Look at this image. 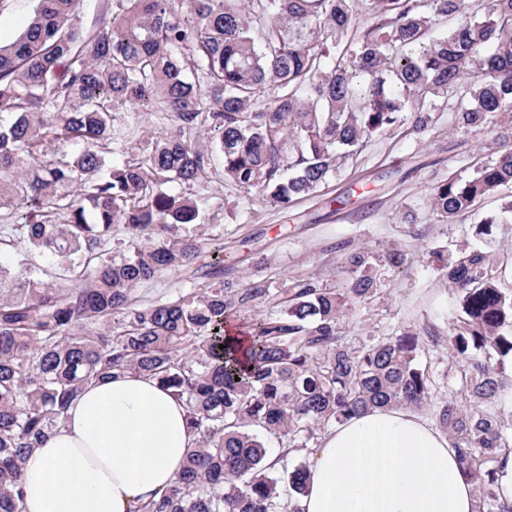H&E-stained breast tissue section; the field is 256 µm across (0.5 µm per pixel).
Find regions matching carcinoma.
I'll list each match as a JSON object with an SVG mask.
<instances>
[{
    "mask_svg": "<svg viewBox=\"0 0 512 512\" xmlns=\"http://www.w3.org/2000/svg\"><path fill=\"white\" fill-rule=\"evenodd\" d=\"M81 2L35 0L24 32L0 44V209L13 218L0 245L24 239L57 279L0 265V512H18L24 457L81 392L125 372L170 389L200 434L178 480L137 512H299L310 474L290 452L364 412L411 407L428 408L452 440L474 512H512L499 494L512 455L501 411L512 289L482 249L461 248L441 268L458 315L446 336L454 393L440 402L418 336L343 335L349 311L379 298L378 267L406 263L400 249L342 247L350 278L338 288L314 276L272 288L224 279L234 257L217 244L203 287L134 297L200 258L185 189L216 156L224 180L286 207L404 113L413 133L429 132L454 97L461 132L508 122L490 160L428 190L430 207L453 224L512 185V0H188L183 14L178 0H114L92 33L76 26ZM442 21L454 25L432 38ZM154 108L170 117L166 129L109 161ZM509 218L505 197L472 236ZM251 312L243 342L228 341ZM271 439L284 448L275 465Z\"/></svg>",
    "mask_w": 512,
    "mask_h": 512,
    "instance_id": "1",
    "label": "carcinoma"
}]
</instances>
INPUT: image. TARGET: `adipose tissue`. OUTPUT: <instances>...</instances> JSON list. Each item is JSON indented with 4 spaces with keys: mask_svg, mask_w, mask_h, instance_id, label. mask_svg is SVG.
Returning a JSON list of instances; mask_svg holds the SVG:
<instances>
[{
    "mask_svg": "<svg viewBox=\"0 0 512 512\" xmlns=\"http://www.w3.org/2000/svg\"><path fill=\"white\" fill-rule=\"evenodd\" d=\"M198 435L156 380L88 386L65 424L24 461L22 512H136L178 477ZM300 512H473L474 485L449 437L403 409L336 426L308 459Z\"/></svg>",
    "mask_w": 512,
    "mask_h": 512,
    "instance_id": "obj_1",
    "label": "adipose tissue"
}]
</instances>
